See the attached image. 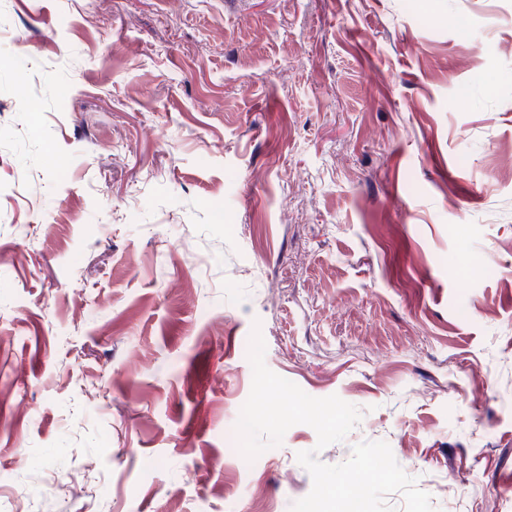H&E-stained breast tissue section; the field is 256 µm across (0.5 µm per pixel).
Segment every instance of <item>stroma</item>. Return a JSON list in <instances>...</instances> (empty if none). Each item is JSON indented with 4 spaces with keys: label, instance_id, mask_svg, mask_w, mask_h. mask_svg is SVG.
<instances>
[{
    "label": "stroma",
    "instance_id": "obj_1",
    "mask_svg": "<svg viewBox=\"0 0 512 512\" xmlns=\"http://www.w3.org/2000/svg\"><path fill=\"white\" fill-rule=\"evenodd\" d=\"M0 125V499L290 512L384 441L512 512V0H0ZM256 326L343 441L242 457Z\"/></svg>",
    "mask_w": 512,
    "mask_h": 512
}]
</instances>
